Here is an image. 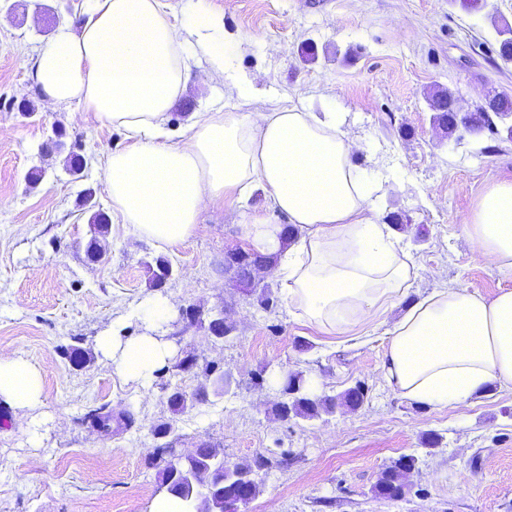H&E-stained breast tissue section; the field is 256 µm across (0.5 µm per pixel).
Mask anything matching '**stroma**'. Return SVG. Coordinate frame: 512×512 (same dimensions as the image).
Segmentation results:
<instances>
[{
    "label": "stroma",
    "mask_w": 512,
    "mask_h": 512,
    "mask_svg": "<svg viewBox=\"0 0 512 512\" xmlns=\"http://www.w3.org/2000/svg\"><path fill=\"white\" fill-rule=\"evenodd\" d=\"M43 4L36 12L35 4ZM192 22L198 4L224 20L220 82L193 81L172 111L174 138L195 112H334L360 140L354 158L384 187L372 197L381 222L402 220L403 242L420 293L441 283L487 298L512 290V277L475 263L463 220L487 185L512 179V141L501 135H446L432 123L428 96L449 89L471 108L488 91L512 94V62L498 53V30L512 25V0L477 11L458 0H177ZM91 0H0V350L42 370L40 406L23 414L0 402V512H149L167 457L200 443L229 463L264 455L260 494L242 512H512V389L489 386L461 404L434 408L392 390L379 375L385 328L344 340L293 315L277 280L262 278L274 301L261 306L224 272V254L242 248L239 206L210 208L193 238L162 248L109 227L107 256L90 262L89 210L111 211L103 190L107 156L125 132L77 105L48 103L33 55L49 31L75 24ZM251 88L232 96V84ZM34 108L18 111L20 100ZM84 168L44 157L55 125ZM94 197H87V189ZM163 256L173 276L150 287L145 261ZM171 306L162 334L174 354L161 375H118L98 351L99 336L139 335L156 304ZM223 310L234 326L213 341L207 324L188 325L182 307ZM80 349L84 362L69 355ZM191 355L198 366L182 371ZM307 371L317 392L335 396L357 383L363 405L314 419L274 413L284 370ZM229 377L224 394L213 383ZM181 391L185 412L167 398ZM137 410V426L106 433L85 424L88 407ZM168 422L166 439L152 430ZM411 455L405 499L373 493L391 460Z\"/></svg>",
    "instance_id": "35a3bbf8"
}]
</instances>
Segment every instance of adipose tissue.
I'll return each mask as SVG.
<instances>
[{"label": "adipose tissue", "instance_id": "1", "mask_svg": "<svg viewBox=\"0 0 512 512\" xmlns=\"http://www.w3.org/2000/svg\"><path fill=\"white\" fill-rule=\"evenodd\" d=\"M172 0H93L79 30L58 27L36 50L35 77L46 100L78 104L131 142L107 160L104 191L112 221L171 246L193 237L202 214L235 200L247 207L262 191L269 209L299 230L251 214L242 237L276 256L271 268L290 311L328 335L380 324L409 292L416 265L390 225L380 223L367 178L352 164L357 141L332 112H207L186 139L170 141V111L189 88L184 54L196 44L208 81L224 77L221 21L201 12L175 21ZM472 259L512 276V179L491 183L464 220ZM103 335L101 355L116 372L145 379L171 351L158 332ZM380 375L399 395L437 408L467 401L495 383L512 387V290L486 298L444 284L420 293L387 331ZM39 367L0 352V400L27 412L41 402Z\"/></svg>", "mask_w": 512, "mask_h": 512}]
</instances>
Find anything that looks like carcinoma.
I'll use <instances>...</instances> for the list:
<instances>
[{"label":"carcinoma","instance_id":"obj_1","mask_svg":"<svg viewBox=\"0 0 512 512\" xmlns=\"http://www.w3.org/2000/svg\"><path fill=\"white\" fill-rule=\"evenodd\" d=\"M455 99L451 91H440L431 97V109L434 112L433 120L448 134L455 133L453 120L448 118L442 105ZM512 113V95L507 92L493 94L489 100V107L485 110L471 113V119L481 124L490 134L497 131L492 127L490 118L496 114ZM89 223L98 225L91 235L90 244L94 246V255L102 258L106 248L102 244L107 232V216L94 212ZM273 256L254 253H245L239 259L230 262L237 276L245 275L248 267L255 264L272 265ZM172 271L170 261L162 256L153 259L148 264L149 281L151 287L160 286L157 272ZM282 393L286 399L275 406L276 415L284 420L293 417L315 418L323 413L334 412L337 406H361L366 398L365 385L358 383L338 396L316 395L312 393L306 375L302 371L286 375L282 382ZM84 420L94 426L111 428L112 411L105 406L93 407L88 410ZM415 464V457L402 455L393 460L381 473L375 484L378 495L389 500H400L407 494L406 486L399 477V471ZM266 466V459L258 456L246 463H237L228 470L219 457L216 449L207 444H201L192 453L171 458L162 470L161 484L166 492L182 498L191 512H235V501L240 499L248 504L261 492V484L252 474L255 470Z\"/></svg>","mask_w":512,"mask_h":512}]
</instances>
